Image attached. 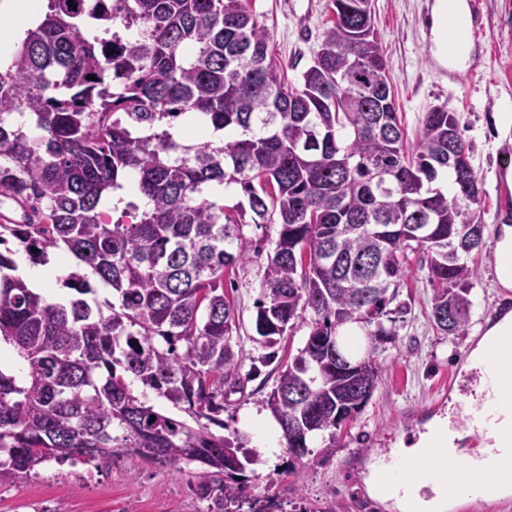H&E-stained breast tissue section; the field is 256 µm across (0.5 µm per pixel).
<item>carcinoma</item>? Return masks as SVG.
I'll use <instances>...</instances> for the list:
<instances>
[{
    "instance_id": "carcinoma-1",
    "label": "carcinoma",
    "mask_w": 512,
    "mask_h": 512,
    "mask_svg": "<svg viewBox=\"0 0 512 512\" xmlns=\"http://www.w3.org/2000/svg\"><path fill=\"white\" fill-rule=\"evenodd\" d=\"M48 0L0 69V484L47 461L90 464L120 448L160 464L194 463L200 512H263L238 479L252 464L224 426V391L240 390L275 359L274 346L307 327L303 348L265 401L291 457L319 436L336 448L381 376L380 355L408 312L397 301L408 254L429 258L438 286L431 318L465 333L486 248L480 187L457 113L426 112L408 145L395 110L372 10L332 0L334 19L301 84L285 82L269 32L249 0ZM120 18L138 39L116 51ZM104 26L87 39L80 22ZM95 79L89 80L87 76ZM25 111L37 136L9 118ZM204 117L215 139L185 143L173 124ZM466 164L448 163V152ZM446 174L451 195L434 186ZM148 200L143 207L127 192ZM246 199L226 207L215 186ZM122 210L111 221L105 203ZM278 224L260 264L253 341L267 353L244 369L232 341L236 309L224 273L261 258L248 223ZM60 250L111 286L119 304L91 306L87 276L52 303L14 275ZM356 326L367 340L342 336ZM183 409L197 426L162 415L124 375Z\"/></svg>"
}]
</instances>
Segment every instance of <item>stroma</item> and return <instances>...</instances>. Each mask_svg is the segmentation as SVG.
I'll return each instance as SVG.
<instances>
[{
  "instance_id": "35a3bbf8",
  "label": "stroma",
  "mask_w": 512,
  "mask_h": 512,
  "mask_svg": "<svg viewBox=\"0 0 512 512\" xmlns=\"http://www.w3.org/2000/svg\"><path fill=\"white\" fill-rule=\"evenodd\" d=\"M436 0H372L374 25L381 40L401 125L415 139L425 112L447 106L457 112L470 162L482 188L481 215L487 246L476 256L479 280L466 335L448 336L431 321L434 287L427 256L409 255L399 298L409 312L398 337L382 359L381 382L360 418L345 428L338 447L325 451L314 442L313 465L291 475L287 449L246 467L250 492L268 512H360L368 500L365 479L370 452L388 437L420 434L422 428L452 410L460 399L451 380L463 376L467 358L497 312L512 310V288L499 286L495 234L502 213H512V132L500 119L512 113V0H466L477 25L470 33L462 70L440 65L430 32ZM259 23L270 35L268 50L281 62L292 85L318 51L334 17L331 0H250ZM225 293L240 319L243 356L262 353L254 343V302L261 292L258 263L232 273ZM277 372L262 368L243 392L224 401V436L243 433L245 419L262 411ZM187 472L146 461L124 451L111 459L77 466L49 461L19 483L0 486V512H199Z\"/></svg>"
}]
</instances>
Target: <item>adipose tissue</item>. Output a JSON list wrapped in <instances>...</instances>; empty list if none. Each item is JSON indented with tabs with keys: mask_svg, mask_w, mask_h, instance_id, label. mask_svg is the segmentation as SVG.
<instances>
[{
	"mask_svg": "<svg viewBox=\"0 0 512 512\" xmlns=\"http://www.w3.org/2000/svg\"><path fill=\"white\" fill-rule=\"evenodd\" d=\"M468 24L465 0H437L432 11L431 34L435 44L453 61H461L464 52L470 48ZM470 362L480 366L484 374L500 384L504 404L512 406V311L500 312L472 350ZM483 489L481 479L459 477L444 460L434 473L422 478L408 495L402 497L381 492L376 483L368 485L371 497L383 504L392 503L398 512H448L461 492Z\"/></svg>",
	"mask_w": 512,
	"mask_h": 512,
	"instance_id": "1",
	"label": "adipose tissue"
}]
</instances>
